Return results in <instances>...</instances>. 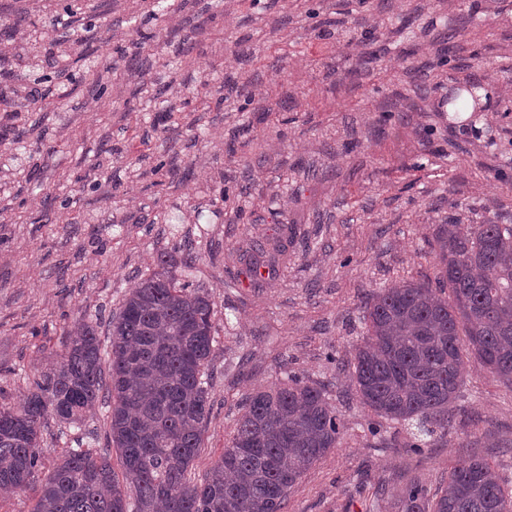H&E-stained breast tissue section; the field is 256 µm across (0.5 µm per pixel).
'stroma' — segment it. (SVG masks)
I'll return each mask as SVG.
<instances>
[{"label": "stroma", "mask_w": 512, "mask_h": 512, "mask_svg": "<svg viewBox=\"0 0 512 512\" xmlns=\"http://www.w3.org/2000/svg\"><path fill=\"white\" fill-rule=\"evenodd\" d=\"M0 0L56 60L0 53V404L19 405L76 323H107L164 252L215 303L203 479L242 399L295 373L344 428L284 512H368L411 478L436 492L473 458L512 474V387L471 364L448 433L421 450L361 404L329 354L392 283L437 284L444 224H512V0ZM474 112L448 101L468 82ZM293 227L286 239L285 227ZM287 254L260 282L251 242ZM82 427L48 417L46 468Z\"/></svg>", "instance_id": "obj_1"}]
</instances>
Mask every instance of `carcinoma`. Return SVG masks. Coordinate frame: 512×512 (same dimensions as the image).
<instances>
[{
	"label": "carcinoma",
	"mask_w": 512,
	"mask_h": 512,
	"mask_svg": "<svg viewBox=\"0 0 512 512\" xmlns=\"http://www.w3.org/2000/svg\"><path fill=\"white\" fill-rule=\"evenodd\" d=\"M439 242L453 299L424 283L379 289L364 303L366 339L352 355L361 403L415 428L412 448L448 431L469 361L512 386V224H443ZM177 265L173 254L157 257L108 319L107 347L96 324L81 323L23 404L0 405V488L11 490L43 468L48 414L77 425L97 402L110 408L106 447L69 450L30 512H282L303 475L339 444L343 424L326 390L290 376L246 397L230 444L200 483L190 481L211 412L216 325L214 303L177 280ZM394 508L512 512V477L472 459L433 496L411 481Z\"/></svg>",
	"instance_id": "carcinoma-1"
}]
</instances>
